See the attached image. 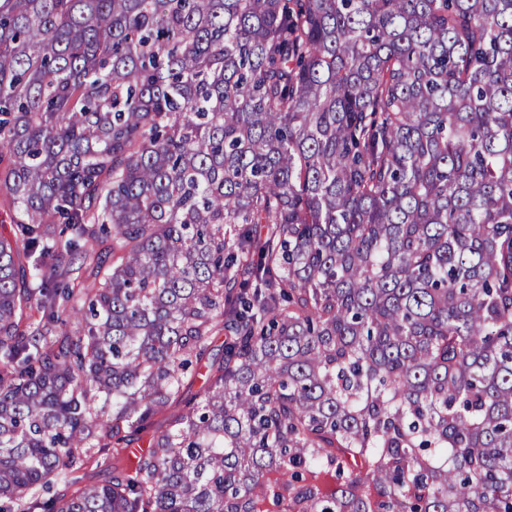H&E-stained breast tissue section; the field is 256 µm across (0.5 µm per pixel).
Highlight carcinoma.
<instances>
[{"label": "carcinoma", "instance_id": "carcinoma-1", "mask_svg": "<svg viewBox=\"0 0 512 512\" xmlns=\"http://www.w3.org/2000/svg\"><path fill=\"white\" fill-rule=\"evenodd\" d=\"M0 512H512V0H0Z\"/></svg>", "mask_w": 512, "mask_h": 512}]
</instances>
